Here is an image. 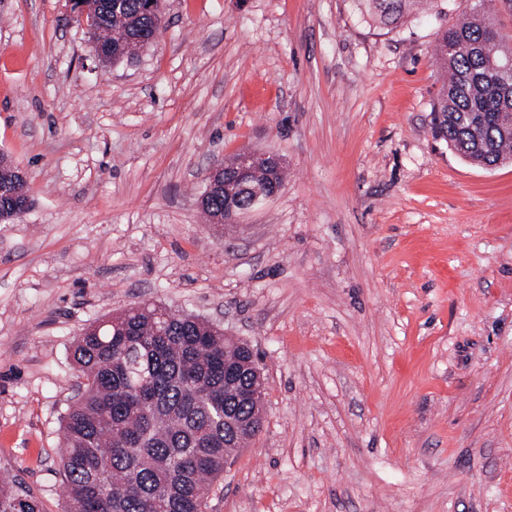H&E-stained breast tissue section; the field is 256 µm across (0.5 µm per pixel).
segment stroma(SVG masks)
<instances>
[{"label": "stroma", "mask_w": 512, "mask_h": 512, "mask_svg": "<svg viewBox=\"0 0 512 512\" xmlns=\"http://www.w3.org/2000/svg\"><path fill=\"white\" fill-rule=\"evenodd\" d=\"M353 0H161L159 40L99 64L67 0H0V481L63 512L83 329L145 302L223 326L263 426L205 512H512V163L435 140L439 31ZM284 158L231 224L197 204L241 149Z\"/></svg>", "instance_id": "35a3bbf8"}]
</instances>
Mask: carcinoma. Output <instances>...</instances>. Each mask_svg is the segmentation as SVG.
<instances>
[{
    "label": "carcinoma",
    "instance_id": "carcinoma-1",
    "mask_svg": "<svg viewBox=\"0 0 512 512\" xmlns=\"http://www.w3.org/2000/svg\"><path fill=\"white\" fill-rule=\"evenodd\" d=\"M381 29L397 27L416 6L443 13L444 0H357ZM110 55L155 14L146 0L109 10L93 0ZM444 80L432 106L433 133L463 159L483 167L512 160V40L493 9H476L441 30L433 48ZM13 180L0 173V215L12 207ZM252 351L188 313L147 304L86 328L73 359L86 390L63 417L59 449L64 512H204L210 482L241 441L254 437L228 420L262 417L252 396L264 386ZM0 512H40L29 492L0 482Z\"/></svg>",
    "mask_w": 512,
    "mask_h": 512
}]
</instances>
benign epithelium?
Instances as JSON below:
<instances>
[{
	"mask_svg": "<svg viewBox=\"0 0 512 512\" xmlns=\"http://www.w3.org/2000/svg\"><path fill=\"white\" fill-rule=\"evenodd\" d=\"M70 9L84 24L88 34H93V21L87 19L90 11L84 0H68ZM283 168V159L277 155L247 152L230 163L214 165L206 175V192H224V214L215 217L220 224H231L240 214L251 210L260 201L274 197L279 188L274 176ZM269 172L271 182L255 179L258 171Z\"/></svg>",
	"mask_w": 512,
	"mask_h": 512,
	"instance_id": "obj_1",
	"label": "benign epithelium"
}]
</instances>
